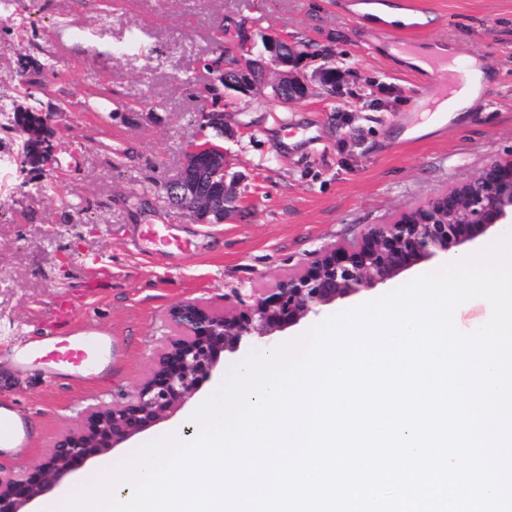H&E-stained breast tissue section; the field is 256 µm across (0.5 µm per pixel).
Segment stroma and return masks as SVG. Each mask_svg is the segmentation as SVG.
<instances>
[{"label":"stroma","instance_id":"35a3bbf8","mask_svg":"<svg viewBox=\"0 0 512 512\" xmlns=\"http://www.w3.org/2000/svg\"><path fill=\"white\" fill-rule=\"evenodd\" d=\"M419 47L480 59L486 87L469 112L427 135L425 70L392 54L390 30L357 29V0H34L25 26L0 20V96L47 117L51 163L31 162L29 137L0 129L14 155L0 183V402L28 417L33 440L13 467L41 458L93 405L124 402L171 333L169 307L214 310L302 268L316 251L448 190L512 151V0H417ZM111 15L110 31L99 23ZM291 38L304 73L330 66L335 86L281 104L271 86L223 101L222 139L237 210L200 224L162 190L185 145L210 137L184 82L210 83L215 38ZM40 72V87L19 81ZM143 224H169L192 253L137 255ZM88 334H111L105 371L78 381L41 365L19 369L22 339L55 335L60 301Z\"/></svg>","mask_w":512,"mask_h":512}]
</instances>
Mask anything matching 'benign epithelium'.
I'll return each mask as SVG.
<instances>
[{
	"mask_svg": "<svg viewBox=\"0 0 512 512\" xmlns=\"http://www.w3.org/2000/svg\"><path fill=\"white\" fill-rule=\"evenodd\" d=\"M233 55L236 63L224 72V91L248 95L270 82L288 102L308 97L299 52L288 37L266 38L258 55L242 42ZM198 120L216 137L227 135L224 112L206 108ZM202 171L215 185L210 194L195 178ZM167 196L199 223L227 216L236 191L226 181L224 148L210 139L190 144ZM506 229L512 230V153L489 159L466 180L394 221L370 225L357 240L316 253L300 271L247 301L238 298L229 310L216 312L198 300L175 303L168 311L172 334L129 399L86 409L76 428L58 436L40 460L19 472L0 468V512H28L33 501L79 474L90 460L170 417L212 378L224 353L248 345L265 348L276 333L339 299L385 285L435 257L459 256L488 232Z\"/></svg>",
	"mask_w": 512,
	"mask_h": 512,
	"instance_id": "7a95c632",
	"label": "benign epithelium"
}]
</instances>
